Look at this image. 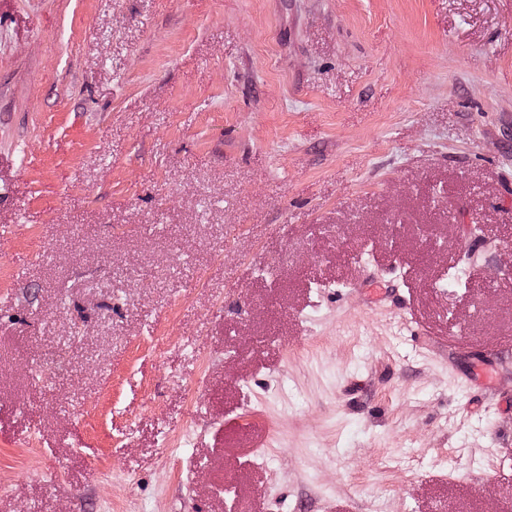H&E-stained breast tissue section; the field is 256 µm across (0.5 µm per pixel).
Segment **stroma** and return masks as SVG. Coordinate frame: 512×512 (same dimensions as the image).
<instances>
[{
	"mask_svg": "<svg viewBox=\"0 0 512 512\" xmlns=\"http://www.w3.org/2000/svg\"><path fill=\"white\" fill-rule=\"evenodd\" d=\"M509 239L512 0H0V512H512Z\"/></svg>",
	"mask_w": 512,
	"mask_h": 512,
	"instance_id": "1",
	"label": "stroma"
}]
</instances>
